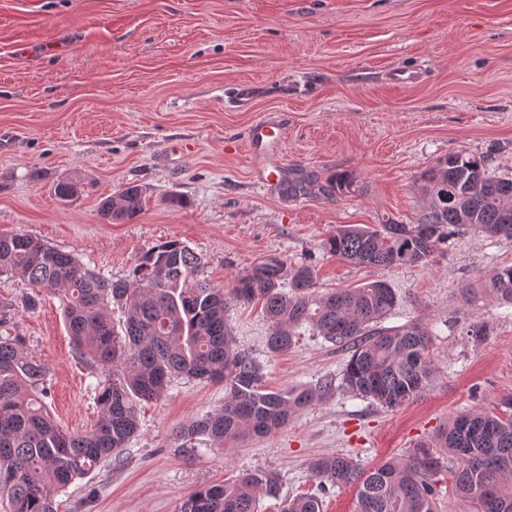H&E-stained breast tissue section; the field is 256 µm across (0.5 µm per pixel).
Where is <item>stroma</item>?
<instances>
[{
    "mask_svg": "<svg viewBox=\"0 0 512 512\" xmlns=\"http://www.w3.org/2000/svg\"><path fill=\"white\" fill-rule=\"evenodd\" d=\"M266 120L279 146L257 156L248 132ZM451 152L512 172V0H0V234L37 237L115 279L173 238L220 286L281 254L315 266L321 292L386 281L398 305L385 326L432 334V384L388 409L344 391L345 348L305 328L270 354L260 306L231 305L235 343L261 362L267 387L319 386L320 399L270 436L186 449L179 427L220 409L224 386L175 378L143 404L123 463L56 491L57 512H177L247 472L279 478V498H260L256 512L298 494L356 512V488H322L310 459L344 453L372 467L407 458L456 415L504 413L512 315L481 285L512 265V238L456 233L427 266L364 267L323 249L343 224L418 223L420 176ZM270 165L353 185L287 198L264 184ZM62 178L81 184L73 201L53 192ZM129 184L144 192L142 214L103 223L100 200ZM28 296L35 309L23 308ZM0 300L15 303L12 333L50 370L51 414L90 430L101 370L75 354L59 299L3 276ZM476 321L479 339L467 334Z\"/></svg>",
    "mask_w": 512,
    "mask_h": 512,
    "instance_id": "35a3bbf8",
    "label": "stroma"
}]
</instances>
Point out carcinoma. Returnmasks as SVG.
Segmentation results:
<instances>
[{"mask_svg": "<svg viewBox=\"0 0 512 512\" xmlns=\"http://www.w3.org/2000/svg\"><path fill=\"white\" fill-rule=\"evenodd\" d=\"M313 186L315 180L299 176L282 191L304 195ZM351 186L338 175L318 190L332 195ZM79 189L77 181L65 179L54 192L67 201ZM420 190L426 205L419 223L340 225L324 249L362 266H428L450 227L512 238V174L491 173L483 158L462 153L439 158L421 175ZM143 210L136 185L98 205L107 224L129 223ZM202 266L199 254L170 239L139 254L128 277L114 280L38 238L0 234V276L54 291L76 353L105 371L95 388L100 415L94 426L80 434L65 430L46 409L49 368L9 331L14 305L0 302V494L8 512H54L52 493L120 457L139 430L140 403L159 398L174 378L224 384V406L178 430L189 443L200 436L222 446L245 436L265 437L317 401L319 388L266 387L263 365L236 346L228 327L232 303L261 304L272 354L292 348L305 325L329 342L351 345L342 386L356 396L397 408L420 398L430 385L435 368L429 331L417 323L381 326L397 306L386 282L317 294L313 266L270 255L233 278L226 291L198 277ZM487 289L512 309V266L497 268ZM113 302L124 314L119 331L108 312ZM443 451L456 459L450 471L456 492L475 512H512V416L493 411L456 416L435 439L418 443L405 461L365 468L336 454L312 458L309 469L324 484L356 486L358 512H435L433 477ZM277 492L275 475L246 473L231 484L193 493L178 512H255L259 498ZM282 512H323V504L315 495H300L286 500Z\"/></svg>", "mask_w": 512, "mask_h": 512, "instance_id": "1", "label": "carcinoma"}]
</instances>
